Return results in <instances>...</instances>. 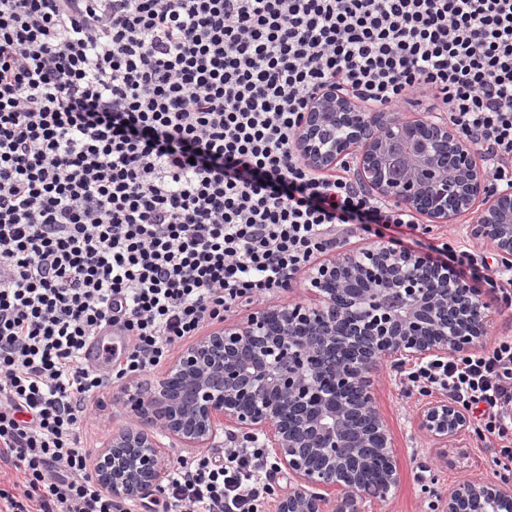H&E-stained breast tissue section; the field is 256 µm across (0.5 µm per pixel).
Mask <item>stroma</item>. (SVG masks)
<instances>
[{"mask_svg": "<svg viewBox=\"0 0 512 512\" xmlns=\"http://www.w3.org/2000/svg\"><path fill=\"white\" fill-rule=\"evenodd\" d=\"M395 375L393 363H381L372 374V397L396 446L400 483L386 501L373 505L372 510L441 512L440 493L459 481L485 478V450L469 431L460 437L458 447L449 450L447 459H440L431 438L417 426L420 403L404 396ZM120 388V383H113L104 395L89 400V415L80 424L87 453L103 448L112 433L133 423L129 410L115 399Z\"/></svg>", "mask_w": 512, "mask_h": 512, "instance_id": "1", "label": "stroma"}]
</instances>
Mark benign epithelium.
<instances>
[{"mask_svg": "<svg viewBox=\"0 0 512 512\" xmlns=\"http://www.w3.org/2000/svg\"><path fill=\"white\" fill-rule=\"evenodd\" d=\"M346 129L336 142L335 127ZM318 172L353 162L377 196L396 199L431 223L474 214V234L512 257V194L489 191L473 147L443 117L366 112L325 88L304 113L296 142ZM303 303L264 309L225 324L184 349L155 384L133 383L116 400L135 423L112 434L92 464L112 497L135 501L159 486L155 426L184 448H207L228 427L260 431L275 468L292 478L274 512H368L400 481L395 445L372 404L371 378L383 361L452 355L483 344L492 304L481 289L391 245L349 252L316 265ZM399 295L407 304L392 308ZM418 427L438 448L456 445L469 419L444 400L422 408ZM384 460L367 483L365 466ZM323 458L326 465L314 466ZM443 512L512 505V484L466 480L443 494Z\"/></svg>", "mask_w": 512, "mask_h": 512, "instance_id": "7a95c632", "label": "benign epithelium"}]
</instances>
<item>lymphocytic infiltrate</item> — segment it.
I'll use <instances>...</instances> for the list:
<instances>
[{
    "instance_id": "lymphocytic-infiltrate-1",
    "label": "lymphocytic infiltrate",
    "mask_w": 512,
    "mask_h": 512,
    "mask_svg": "<svg viewBox=\"0 0 512 512\" xmlns=\"http://www.w3.org/2000/svg\"><path fill=\"white\" fill-rule=\"evenodd\" d=\"M328 86L393 112L440 101L512 188V0H0V462L23 475L4 512H126L81 446L90 398L351 231L428 234L350 167L298 156ZM427 249L512 309V263ZM109 327L123 354L86 364ZM399 384L473 413L493 475L512 474V336ZM167 469L166 512H261L272 489L254 437Z\"/></svg>"
}]
</instances>
